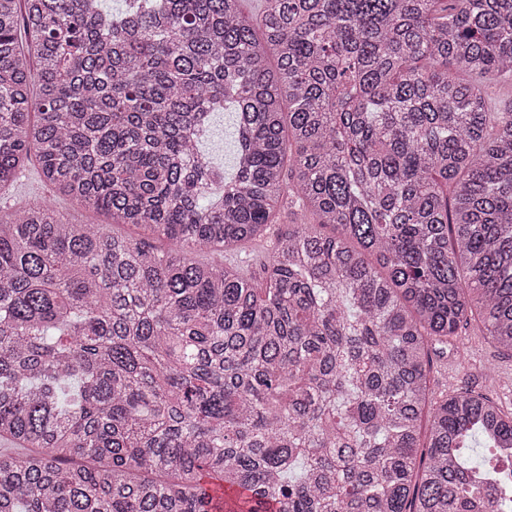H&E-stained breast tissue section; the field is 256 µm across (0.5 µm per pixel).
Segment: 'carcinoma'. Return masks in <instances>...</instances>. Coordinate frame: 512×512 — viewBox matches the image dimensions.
I'll use <instances>...</instances> for the list:
<instances>
[{
  "mask_svg": "<svg viewBox=\"0 0 512 512\" xmlns=\"http://www.w3.org/2000/svg\"><path fill=\"white\" fill-rule=\"evenodd\" d=\"M124 2L0 0V190L110 219L0 212V512H512L431 358L512 353V0ZM204 151L212 152L224 164V171L231 176L237 164V134L235 117L231 110L216 114L208 136L201 144ZM0 208H17L32 203H45L58 211L66 220L79 222L80 224H106L109 220L102 214L88 211L76 202L54 195L44 186L40 176V170L33 161L23 172L13 188L5 194H1ZM285 218L281 217V223L284 224H275V231L269 234L268 238H265L262 241H258L246 246V248L242 251L241 257L246 259L248 264L251 266V270L257 273L259 269V265L264 261V259L271 253L275 239L277 238V228L279 226H283L288 224L285 222Z\"/></svg>",
  "mask_w": 512,
  "mask_h": 512,
  "instance_id": "obj_1",
  "label": "carcinoma"
}]
</instances>
